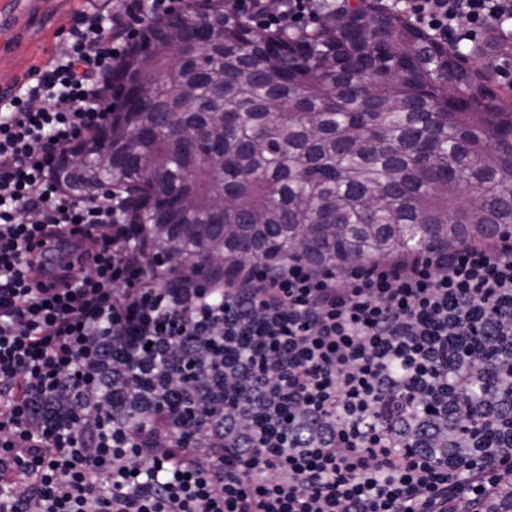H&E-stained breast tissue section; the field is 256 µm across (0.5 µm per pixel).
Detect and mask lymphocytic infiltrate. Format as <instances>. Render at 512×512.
I'll return each instance as SVG.
<instances>
[{
  "mask_svg": "<svg viewBox=\"0 0 512 512\" xmlns=\"http://www.w3.org/2000/svg\"><path fill=\"white\" fill-rule=\"evenodd\" d=\"M228 2L282 28L346 0ZM389 2L441 43L512 40V0ZM182 7L91 0L0 94V512H512L511 233L159 286L126 196L56 181ZM53 227L91 236L53 256Z\"/></svg>",
  "mask_w": 512,
  "mask_h": 512,
  "instance_id": "f902f5d3",
  "label": "lymphocytic infiltrate"
}]
</instances>
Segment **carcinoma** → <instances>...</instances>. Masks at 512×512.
Instances as JSON below:
<instances>
[{
  "mask_svg": "<svg viewBox=\"0 0 512 512\" xmlns=\"http://www.w3.org/2000/svg\"><path fill=\"white\" fill-rule=\"evenodd\" d=\"M204 8L203 29L167 17L131 49L111 124L55 169L72 193H126L148 260L340 268L512 232V87L493 66L511 43L490 33L463 53L376 0L301 32Z\"/></svg>",
  "mask_w": 512,
  "mask_h": 512,
  "instance_id": "cac0c4a2",
  "label": "carcinoma"
}]
</instances>
